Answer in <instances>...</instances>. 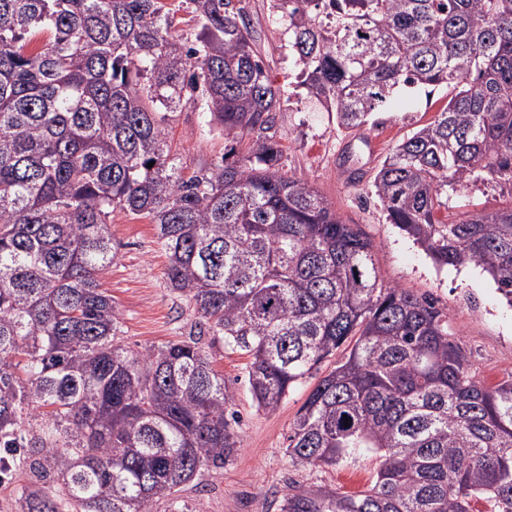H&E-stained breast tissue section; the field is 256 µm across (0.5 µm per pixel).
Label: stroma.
<instances>
[{
	"instance_id": "stroma-1",
	"label": "stroma",
	"mask_w": 512,
	"mask_h": 512,
	"mask_svg": "<svg viewBox=\"0 0 512 512\" xmlns=\"http://www.w3.org/2000/svg\"><path fill=\"white\" fill-rule=\"evenodd\" d=\"M248 18L275 85L286 92L278 114L281 166L329 199L347 221L361 225L375 244V262L385 284L434 299L448 316V332L466 350L478 378L493 385L512 377V305L492 278L474 267H438L421 247L391 224L371 191V183L391 149L448 102L446 88H402L395 103L374 113L363 127L364 141L339 128L335 113L307 99L298 87L299 66L274 0H246ZM168 141L185 173L210 166L224 152V137L209 128L202 112L171 113ZM118 258L102 281L121 315V344L134 349L178 339L195 320L194 306L167 285V259L150 219L114 210L107 219ZM213 366L235 395L241 446L218 471H200L157 512H281L289 485L328 488L342 493L366 489L379 461L361 455L345 465L315 467L295 462L287 452L294 419L316 385L298 384L272 413L256 407L244 380L249 358L224 347L212 351Z\"/></svg>"
}]
</instances>
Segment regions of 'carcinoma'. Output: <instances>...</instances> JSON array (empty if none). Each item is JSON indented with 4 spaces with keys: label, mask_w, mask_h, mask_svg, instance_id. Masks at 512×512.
Listing matches in <instances>:
<instances>
[{
    "label": "carcinoma",
    "mask_w": 512,
    "mask_h": 512,
    "mask_svg": "<svg viewBox=\"0 0 512 512\" xmlns=\"http://www.w3.org/2000/svg\"><path fill=\"white\" fill-rule=\"evenodd\" d=\"M275 2L303 87L342 128L400 86L448 87L373 190L435 264L478 267L512 301V204L444 215L478 181L512 197V0ZM189 4L184 46L164 0H0V484L46 479L20 488L22 512H154L224 468L241 441L220 343L251 357L267 412L343 351L287 451L326 467L374 453L376 479L292 485L282 512H512V380L481 381L446 315L380 280L361 225L282 172L280 89L246 5ZM198 100L229 146L188 176L165 120ZM117 208L156 224L168 287L198 315L141 351L119 344L101 281Z\"/></svg>",
    "instance_id": "obj_1"
}]
</instances>
